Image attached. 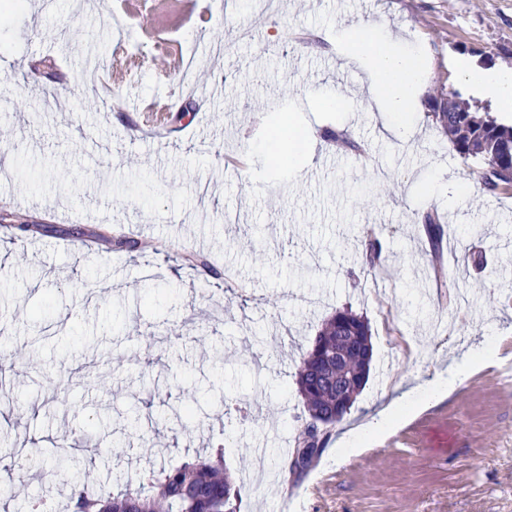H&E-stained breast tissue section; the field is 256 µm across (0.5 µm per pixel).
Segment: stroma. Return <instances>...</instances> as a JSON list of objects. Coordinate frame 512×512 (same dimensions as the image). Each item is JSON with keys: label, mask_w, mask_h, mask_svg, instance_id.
Segmentation results:
<instances>
[{"label": "stroma", "mask_w": 512, "mask_h": 512, "mask_svg": "<svg viewBox=\"0 0 512 512\" xmlns=\"http://www.w3.org/2000/svg\"><path fill=\"white\" fill-rule=\"evenodd\" d=\"M18 0L0 10V208L37 232H0V334L24 347L0 371L12 397L0 445V502L64 507L60 443L100 442L89 487L223 448L241 512H512V191L481 195L428 121L440 85L491 104L454 67L512 66V0ZM376 23L426 66L414 133L384 131L345 29ZM133 55L105 85L91 65ZM329 91L339 104L320 103ZM165 99L163 127L140 105ZM293 167L269 152L283 121ZM348 130L352 151L325 140ZM453 233L446 290L421 224ZM383 244L377 268L360 242ZM126 233L161 252L113 250ZM184 248L210 269L175 260ZM479 251L477 266L464 259ZM453 303H445V296ZM351 308L371 326L370 377L331 429L377 416L394 389L481 352L443 400L393 418L363 450L322 451L285 479L306 419L295 373L324 319ZM191 405L186 435L173 417ZM36 453L23 488L3 471Z\"/></svg>", "instance_id": "35a3bbf8"}]
</instances>
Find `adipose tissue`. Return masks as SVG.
<instances>
[{
  "mask_svg": "<svg viewBox=\"0 0 512 512\" xmlns=\"http://www.w3.org/2000/svg\"><path fill=\"white\" fill-rule=\"evenodd\" d=\"M349 62L363 67L369 77L371 100L379 111L408 125L419 101L424 71L419 59L401 51L397 41L382 37L377 25L348 34ZM457 68L501 109L512 112V68L478 70L468 62Z\"/></svg>",
  "mask_w": 512,
  "mask_h": 512,
  "instance_id": "ef3b65f1",
  "label": "adipose tissue"
}]
</instances>
